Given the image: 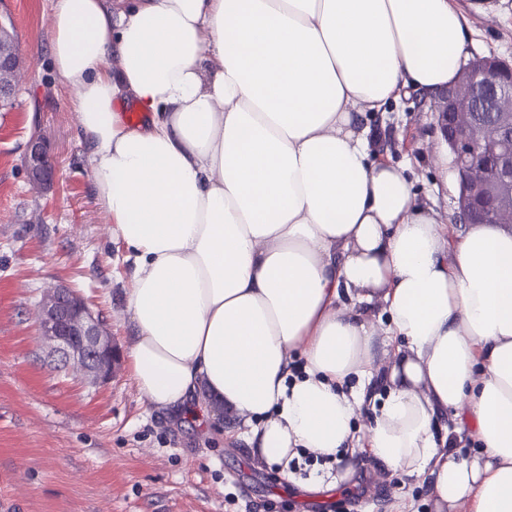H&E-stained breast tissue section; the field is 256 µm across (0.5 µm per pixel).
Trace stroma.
Listing matches in <instances>:
<instances>
[{
    "label": "stroma",
    "mask_w": 512,
    "mask_h": 512,
    "mask_svg": "<svg viewBox=\"0 0 512 512\" xmlns=\"http://www.w3.org/2000/svg\"><path fill=\"white\" fill-rule=\"evenodd\" d=\"M460 4L470 56L512 62V0ZM49 8V0H0V21L27 68L12 106L0 109V504L11 512H325L334 501L341 512H435L428 476L387 469L367 449L332 466L308 453L287 477L252 454L232 414L199 425L201 396L174 417L148 405L125 360L92 388L41 354L36 303L58 284L82 295L124 357L133 334L131 267L95 201L74 92L52 66ZM363 122L376 152L405 168L419 200L456 237L459 182L455 169L431 161L441 136L430 101L413 96ZM35 137L57 167L53 183L30 180Z\"/></svg>",
    "instance_id": "stroma-1"
}]
</instances>
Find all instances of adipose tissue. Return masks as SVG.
<instances>
[{"label":"adipose tissue","mask_w":512,"mask_h":512,"mask_svg":"<svg viewBox=\"0 0 512 512\" xmlns=\"http://www.w3.org/2000/svg\"><path fill=\"white\" fill-rule=\"evenodd\" d=\"M49 40L132 265L149 405L201 390L205 424L231 412L269 461L362 442L430 473L440 512H512V225L449 241L360 123L456 81L455 0H51Z\"/></svg>","instance_id":"ef3b65f1"}]
</instances>
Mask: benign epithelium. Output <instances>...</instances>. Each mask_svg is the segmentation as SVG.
I'll return each instance as SVG.
<instances>
[{"label":"benign epithelium","instance_id":"1","mask_svg":"<svg viewBox=\"0 0 512 512\" xmlns=\"http://www.w3.org/2000/svg\"><path fill=\"white\" fill-rule=\"evenodd\" d=\"M6 26L0 21V73L17 68L16 53L5 45ZM436 123L442 140L458 159L460 193L456 217L463 224H483V193L496 187L500 198L512 196V162L492 169L477 161L481 155L512 152V134L503 120L495 136H485L471 123V112H512V65L495 57H479L457 81L434 99ZM39 139L31 142L28 170L41 181L54 167ZM40 336L55 366L72 372L91 385L112 379L118 355L102 319L95 316L73 289L57 285L42 298L38 309Z\"/></svg>","mask_w":512,"mask_h":512}]
</instances>
